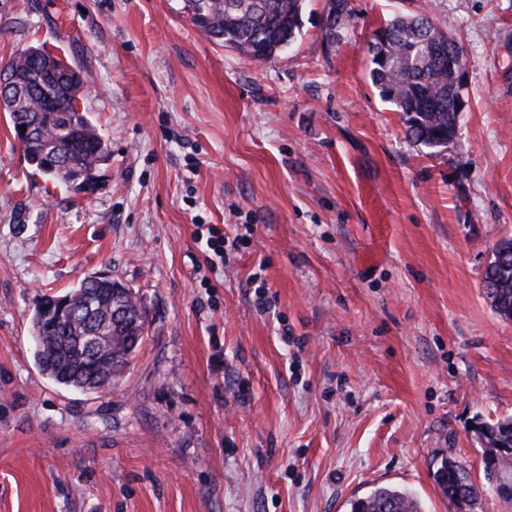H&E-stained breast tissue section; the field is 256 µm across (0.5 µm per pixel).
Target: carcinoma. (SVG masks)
<instances>
[{"label": "carcinoma", "instance_id": "carcinoma-1", "mask_svg": "<svg viewBox=\"0 0 512 512\" xmlns=\"http://www.w3.org/2000/svg\"><path fill=\"white\" fill-rule=\"evenodd\" d=\"M306 0H183V10L208 39L231 47L249 60H274L282 46L301 33ZM370 77L380 96L402 114L406 134L435 149L455 136L458 111L453 68L465 65V50L428 16L393 14L375 29L370 41ZM21 95L7 108L13 129L26 126L38 132L28 141L24 157L44 175L94 190L96 171L108 159V145L84 114H77L85 76L63 78L68 63L43 50L32 58L21 50L8 61ZM484 293L496 307L512 311V240L491 259L483 273ZM70 317L55 329L45 319L51 298L36 301L34 332L44 337L35 352L41 372L55 369L89 378L103 388L121 377L143 337L146 311L139 294L120 282L90 277L69 291ZM98 333L101 345L86 340ZM486 435L484 480L495 473L512 474V417L480 424ZM434 480L455 509L459 496L474 485L470 473L454 458H446ZM350 512H421L418 500L400 488L380 487L350 502Z\"/></svg>", "mask_w": 512, "mask_h": 512}]
</instances>
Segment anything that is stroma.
<instances>
[{
  "label": "stroma",
  "mask_w": 512,
  "mask_h": 512,
  "mask_svg": "<svg viewBox=\"0 0 512 512\" xmlns=\"http://www.w3.org/2000/svg\"><path fill=\"white\" fill-rule=\"evenodd\" d=\"M325 4L257 64L182 0H0V64L44 44L80 67L110 150L82 194L0 111V512H349L379 487L453 512L442 459L483 482L472 427L512 416V321L482 286L512 238V0H349L332 40ZM396 12L466 51L445 147L370 79ZM103 272L148 324L89 395L40 372L32 318ZM206 229L207 259L213 269H218L219 265L224 266V233L213 225H208Z\"/></svg>",
  "instance_id": "stroma-1"
}]
</instances>
